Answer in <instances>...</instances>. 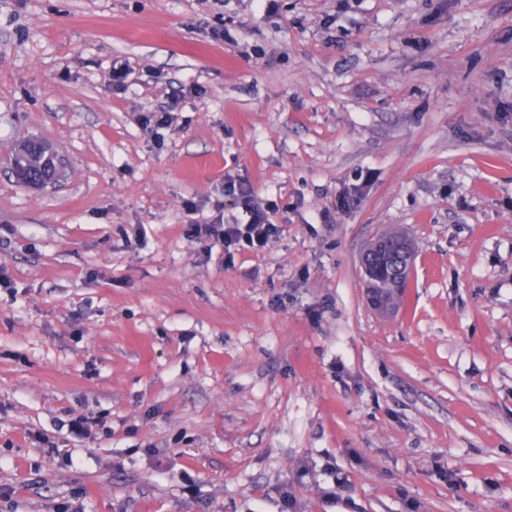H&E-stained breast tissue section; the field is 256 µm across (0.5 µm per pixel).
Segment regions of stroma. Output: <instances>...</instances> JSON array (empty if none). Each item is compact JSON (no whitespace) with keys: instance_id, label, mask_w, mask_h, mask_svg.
I'll return each mask as SVG.
<instances>
[{"instance_id":"1","label":"stroma","mask_w":512,"mask_h":512,"mask_svg":"<svg viewBox=\"0 0 512 512\" xmlns=\"http://www.w3.org/2000/svg\"><path fill=\"white\" fill-rule=\"evenodd\" d=\"M0 276V512H512V0H0ZM49 153L55 155L53 149L42 141L24 142L14 151L10 159L13 174H15L16 165H20L30 184L41 186L50 183L55 169L50 162ZM224 195L247 217L246 221L236 219L226 224L222 215L218 222L187 225L186 235L210 241L209 251L217 244L222 246L224 262L231 261L235 251L258 253L265 250L282 231L281 225L270 219V214L277 212L278 204L273 200H262L246 182L236 181L230 176L224 179ZM398 231H400V229L395 227L385 229V232L389 237H395L398 235ZM389 237L383 233L378 234L373 240L374 245L372 249L367 253H363L360 258L361 265L365 268H369L376 275H393L395 267L394 263L398 266V276L396 277V280L392 277H387L378 281L368 279L369 286L372 288H382L381 290L384 295L372 288H369L366 292L368 305L375 312L381 314H384L389 306L393 309H397L401 306L403 302L402 289L397 288H404L405 283L399 285L396 281L401 280L399 272L405 267L410 273L414 263V255L411 250L413 246L415 247L414 242L412 241V246L411 242L403 236L395 239H391Z\"/></svg>"}]
</instances>
